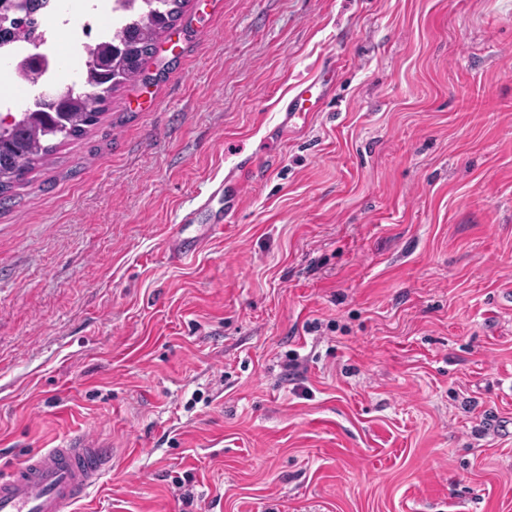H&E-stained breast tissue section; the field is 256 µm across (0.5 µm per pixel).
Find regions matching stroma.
I'll return each instance as SVG.
<instances>
[{"label":"stroma","instance_id":"stroma-1","mask_svg":"<svg viewBox=\"0 0 512 512\" xmlns=\"http://www.w3.org/2000/svg\"><path fill=\"white\" fill-rule=\"evenodd\" d=\"M145 70L0 208V470L85 430V512H512V0H188ZM336 72L334 63H329L323 68L321 79L311 82L303 81L294 87V94L282 112L281 125L285 128H296L298 120L305 124L311 112H315L320 104L330 95L329 81L325 76ZM251 161H241L239 166L230 171L224 177V185L216 190V197L223 200V208L209 220L207 233L214 235L216 233L224 232V222L228 224L231 218L238 211L240 199L242 197L245 186L249 182L251 174ZM215 191V192H216ZM201 243L200 238L183 237L179 231L170 236L167 250L169 257L173 260L179 259L183 255L196 251Z\"/></svg>","mask_w":512,"mask_h":512}]
</instances>
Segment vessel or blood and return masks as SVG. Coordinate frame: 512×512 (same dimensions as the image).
I'll return each mask as SVG.
<instances>
[{
    "label": "vessel or blood",
    "mask_w": 512,
    "mask_h": 512,
    "mask_svg": "<svg viewBox=\"0 0 512 512\" xmlns=\"http://www.w3.org/2000/svg\"><path fill=\"white\" fill-rule=\"evenodd\" d=\"M335 70L327 64L324 78L295 86L283 111L284 127H296L318 109L331 93L327 76ZM251 169L244 160L225 176L217 190L223 206L211 219L208 234L223 232L236 214ZM111 457V444L86 431L71 434L64 447L38 449L0 473V512H70L99 483Z\"/></svg>",
    "instance_id": "vessel-or-blood-1"
}]
</instances>
